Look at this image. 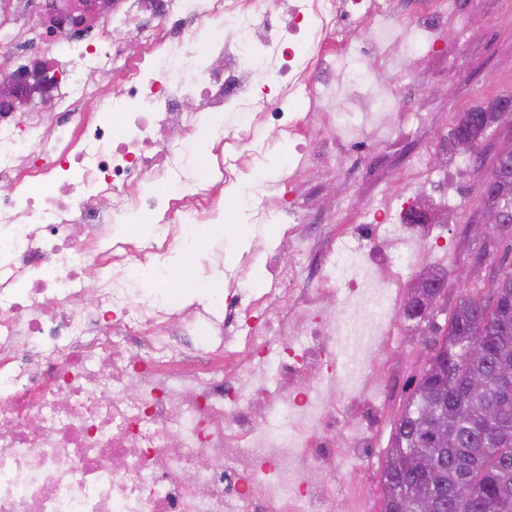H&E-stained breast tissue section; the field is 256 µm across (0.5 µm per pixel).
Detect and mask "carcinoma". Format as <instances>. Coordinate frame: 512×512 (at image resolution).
Instances as JSON below:
<instances>
[{
    "label": "carcinoma",
    "mask_w": 512,
    "mask_h": 512,
    "mask_svg": "<svg viewBox=\"0 0 512 512\" xmlns=\"http://www.w3.org/2000/svg\"><path fill=\"white\" fill-rule=\"evenodd\" d=\"M498 125V113L475 106L462 113L452 132L456 147L473 150ZM490 175L506 187L502 195L484 194L478 204L507 206L512 198V144L500 149ZM439 288H418L403 316L416 323L429 319ZM477 345L484 356L467 362V350ZM512 265L459 298L433 353L420 375L391 435L384 470L381 512H428L416 491L427 483L442 499L441 512H457L451 485L463 475L476 483L465 512H512ZM480 379L477 391L470 381ZM448 411V444L424 440L416 433L422 420ZM426 454L432 470L422 472L415 457Z\"/></svg>",
    "instance_id": "cac0c4a2"
}]
</instances>
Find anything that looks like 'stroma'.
<instances>
[{
    "mask_svg": "<svg viewBox=\"0 0 512 512\" xmlns=\"http://www.w3.org/2000/svg\"><path fill=\"white\" fill-rule=\"evenodd\" d=\"M450 13L478 15L473 32L459 33L455 22H448L439 43L409 60L399 69L383 68L382 86L397 88L410 100L412 114L395 113L396 134L387 141H366L350 148H339L335 156L322 157V147L330 133L318 113L300 103V115L311 129L307 149L316 154V166L297 168L276 161L260 178L267 194L285 197L299 207L305 220L296 235L304 237L310 252L305 264L293 277L285 279L281 306L286 314L300 313L307 289L317 287L322 276L327 242L332 235L346 232L339 222V207L383 206L397 199L407 204L430 193L441 204L466 201L467 207L457 224H419L420 260L404 280L400 298H407L423 271L453 272L456 268H474L479 278L488 277L500 265L512 264V239L503 238L492 255H483L484 228L478 205L481 184L491 170L498 150L511 138L493 135L484 141L481 162L468 167L457 164L461 154L451 146V131L459 115L484 101L512 94V0H448ZM437 157V167L445 179L429 185L426 191L410 188L407 174L416 159ZM244 225V224H243ZM251 247L233 265L214 263L208 253L213 226L197 230V245L203 248L199 262L190 271V281L203 277L225 281L234 275L239 287L247 289L252 315H261V302L272 282L265 263L276 255L280 266L293 262V236L282 224H245ZM396 334L384 339L374 355L361 399L342 401L339 388L329 389L343 417L336 428V452L345 454V430L349 423L374 415L377 427L374 444L362 457L337 462L327 470L328 486L337 501L356 495L361 512H380L383 501L384 469L390 435L407 400L432 353L436 335L428 324H415L395 314Z\"/></svg>",
    "mask_w": 512,
    "mask_h": 512,
    "instance_id": "1",
    "label": "stroma"
}]
</instances>
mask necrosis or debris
Returning a JSON list of instances; mask_svg holds the SVG:
<instances>
[{
    "instance_id": "obj_1",
    "label": "necrosis or debris",
    "mask_w": 512,
    "mask_h": 512,
    "mask_svg": "<svg viewBox=\"0 0 512 512\" xmlns=\"http://www.w3.org/2000/svg\"><path fill=\"white\" fill-rule=\"evenodd\" d=\"M287 13L281 26L258 0H113L109 46L38 24L23 34L35 46L23 67L49 60L58 71L53 112H0V512H265L271 502L335 512L320 461L336 453V407L289 381L311 369L346 397L362 390L403 284L399 272H371L380 231L406 266L417 261L403 214L346 216L352 229L335 236L308 315L295 320L277 307L283 269L256 319L239 288L189 302L127 274L147 255L164 265L194 225L219 219L224 186L263 169L278 143L311 162L300 98L338 142L394 134L404 105L364 57L398 66L433 47L448 0L408 32L392 0H292ZM216 30L224 39L213 45ZM260 81L277 97L257 95ZM189 98L197 111L181 109ZM223 112L238 117L231 133L215 131L223 158L197 194L181 195L195 180L198 130ZM265 127L273 139L257 137ZM138 213L163 226L146 248L115 224ZM337 288L338 304L322 306ZM203 329L207 342L182 348L179 335ZM274 342L269 373L251 359ZM228 359L239 370L229 386L219 379ZM256 393L267 400L252 421ZM171 435L176 456L162 451Z\"/></svg>"
}]
</instances>
